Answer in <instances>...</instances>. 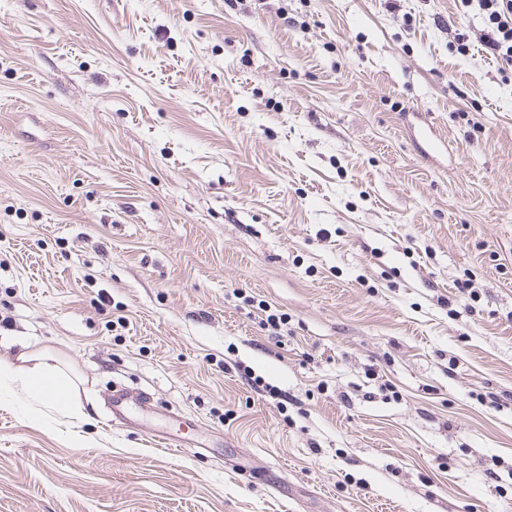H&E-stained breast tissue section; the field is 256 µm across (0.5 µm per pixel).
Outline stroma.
<instances>
[{
  "instance_id": "obj_1",
  "label": "stroma",
  "mask_w": 512,
  "mask_h": 512,
  "mask_svg": "<svg viewBox=\"0 0 512 512\" xmlns=\"http://www.w3.org/2000/svg\"><path fill=\"white\" fill-rule=\"evenodd\" d=\"M495 35L480 0H0V361L77 404L0 379V512H512ZM47 358L30 369L1 362L0 377L19 376L29 393L47 400L63 412H69L74 403L71 387L61 378L55 366L48 362Z\"/></svg>"
}]
</instances>
